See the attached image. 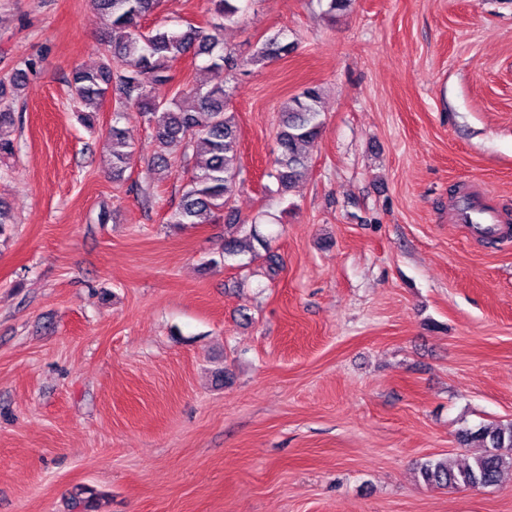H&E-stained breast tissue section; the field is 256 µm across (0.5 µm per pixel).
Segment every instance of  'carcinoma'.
Masks as SVG:
<instances>
[{"instance_id": "1", "label": "carcinoma", "mask_w": 512, "mask_h": 512, "mask_svg": "<svg viewBox=\"0 0 512 512\" xmlns=\"http://www.w3.org/2000/svg\"><path fill=\"white\" fill-rule=\"evenodd\" d=\"M210 2L214 22L209 29L188 23L183 30H171L159 24L149 29L143 25L160 0H91L94 9L109 21L110 38L99 64L74 71L69 83L75 101L92 108L82 114V121L89 127L102 102L110 95L115 98L111 133L114 176L123 175L132 157L125 132L117 125L129 110L137 112L152 129L155 165L167 166L174 150L180 151L186 161L192 151L204 154L203 163L191 168L179 208L170 218L172 224L211 223L229 205L242 172L239 130L235 114L229 111V93L223 82L210 87L180 84L169 99L153 96L155 86L174 82L172 66L188 54L207 57L208 68L219 74L236 68V60L224 46L223 33L225 26L239 23L243 8L238 0ZM293 49V43L277 35L264 40L252 61L283 57ZM320 99L319 89L310 87L279 109V154L271 176L283 192L290 191L301 177L308 162L307 149L321 135ZM15 122L11 107L1 105L0 161L15 154L13 141L3 136L4 129ZM261 249L266 251L265 275L273 278L281 270L279 257L268 251L255 228L244 223L239 225L238 233L224 237L222 258L247 253L255 259ZM458 441L482 452L462 465H454L446 457L427 460L420 467L425 484L455 490L485 488L496 485L503 471L512 468V422L466 429ZM69 508L72 512H98L99 494L91 487H80L69 498Z\"/></svg>"}]
</instances>
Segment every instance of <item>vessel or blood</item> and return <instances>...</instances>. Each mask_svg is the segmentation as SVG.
Wrapping results in <instances>:
<instances>
[{
	"instance_id": "vessel-or-blood-1",
	"label": "vessel or blood",
	"mask_w": 512,
	"mask_h": 512,
	"mask_svg": "<svg viewBox=\"0 0 512 512\" xmlns=\"http://www.w3.org/2000/svg\"><path fill=\"white\" fill-rule=\"evenodd\" d=\"M449 219L455 224L467 225L471 234L483 238L491 234L498 239L512 229V217L501 212L481 192L471 186H462L449 209Z\"/></svg>"
}]
</instances>
